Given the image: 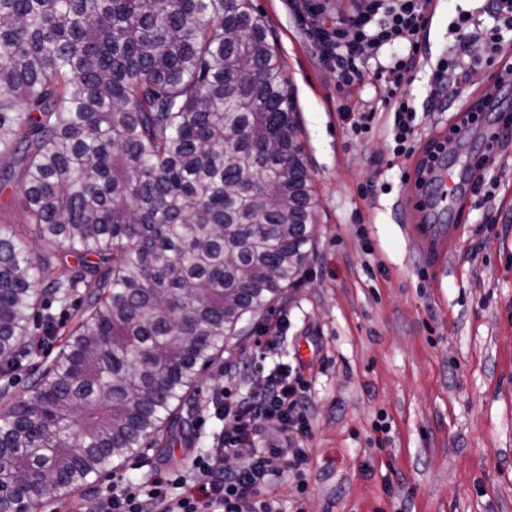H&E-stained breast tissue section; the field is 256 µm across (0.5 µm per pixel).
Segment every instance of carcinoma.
I'll return each mask as SVG.
<instances>
[{
  "instance_id": "carcinoma-1",
  "label": "carcinoma",
  "mask_w": 512,
  "mask_h": 512,
  "mask_svg": "<svg viewBox=\"0 0 512 512\" xmlns=\"http://www.w3.org/2000/svg\"><path fill=\"white\" fill-rule=\"evenodd\" d=\"M269 34L253 0H0V189L78 260L56 273L0 226V375L44 297L88 288L0 419L29 512L174 448L201 373L306 268L318 199Z\"/></svg>"
}]
</instances>
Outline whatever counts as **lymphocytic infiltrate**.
<instances>
[{"label": "lymphocytic infiltrate", "instance_id": "lymphocytic-infiltrate-1", "mask_svg": "<svg viewBox=\"0 0 512 512\" xmlns=\"http://www.w3.org/2000/svg\"><path fill=\"white\" fill-rule=\"evenodd\" d=\"M425 12V0H391L384 14L373 9L360 11L337 21L334 31L322 35L323 59L335 66L345 85L364 81L358 60L377 55L384 45L409 41L406 55L389 70L385 104L394 115L397 153L419 158L430 146L416 139L417 109L402 85L413 68L419 34L426 26ZM308 388L300 374L276 367L254 399L241 401L222 392L214 394L211 403L215 411L230 420L218 446L195 455L187 467L155 473L149 485L114 483L104 496L81 503L78 512H279L276 501L261 497L260 489L267 475L281 468L302 476L307 463L304 449L273 443L240 465L229 467L225 461L238 455L259 422H272L283 431L307 427Z\"/></svg>", "mask_w": 512, "mask_h": 512}]
</instances>
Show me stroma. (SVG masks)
I'll return each mask as SVG.
<instances>
[{"label": "stroma", "mask_w": 512, "mask_h": 512, "mask_svg": "<svg viewBox=\"0 0 512 512\" xmlns=\"http://www.w3.org/2000/svg\"><path fill=\"white\" fill-rule=\"evenodd\" d=\"M431 25L406 84L417 107L418 137L455 123L474 96L495 94L512 112V26L493 0H433ZM299 112L302 141L319 198L315 241L300 282L269 308L245 315L243 335L231 339L195 389L185 412L198 417L205 396L221 388L231 397L257 395L277 366L309 383V429L291 431V446L306 449L305 494L288 472L272 473L264 489L281 512H512V132L499 148L471 130L456 143L464 165L483 155L484 184L455 175L456 191L437 208L443 224H458L451 248L434 262L414 234L405 210L413 158L392 152L393 116L386 112L369 62L363 84L341 85L323 63L317 8L326 23L350 15L353 0H254ZM471 19L468 36L453 25ZM457 61L447 92L430 86L440 59ZM373 109L359 135L338 112ZM0 225L44 247L22 197L0 191ZM35 351L9 378H0V415L22 397L37 372L55 363L35 317ZM277 329L275 354L252 349L251 339ZM225 420L191 424L169 461L178 467L224 436Z\"/></svg>", "instance_id": "obj_1"}]
</instances>
